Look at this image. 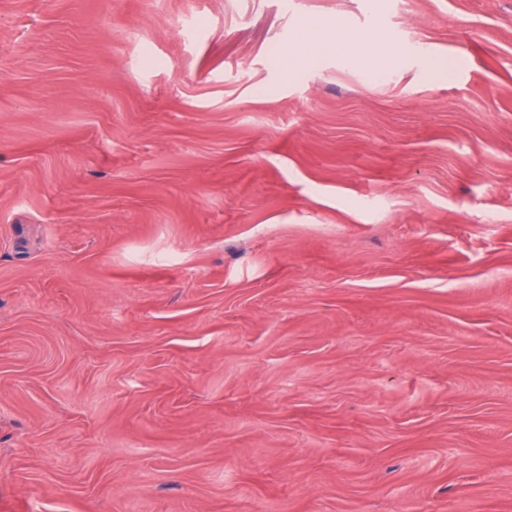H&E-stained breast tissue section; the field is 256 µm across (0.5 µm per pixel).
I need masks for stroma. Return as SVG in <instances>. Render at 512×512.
Returning <instances> with one entry per match:
<instances>
[{
  "mask_svg": "<svg viewBox=\"0 0 512 512\" xmlns=\"http://www.w3.org/2000/svg\"><path fill=\"white\" fill-rule=\"evenodd\" d=\"M0 512H512V0H0Z\"/></svg>",
  "mask_w": 512,
  "mask_h": 512,
  "instance_id": "obj_1",
  "label": "stroma"
}]
</instances>
